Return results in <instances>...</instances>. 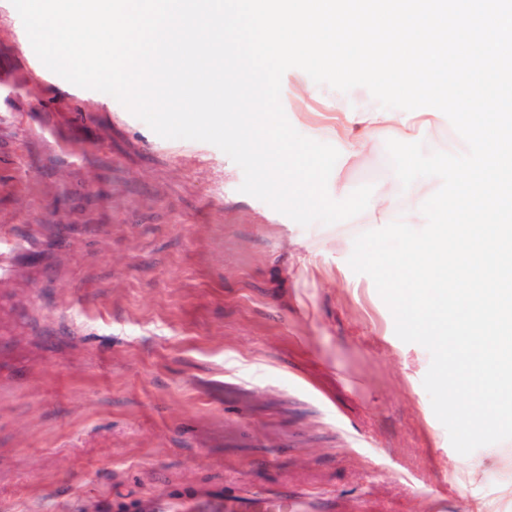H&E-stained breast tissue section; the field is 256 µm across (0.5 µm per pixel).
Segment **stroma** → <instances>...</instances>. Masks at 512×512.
I'll list each match as a JSON object with an SVG mask.
<instances>
[{
	"mask_svg": "<svg viewBox=\"0 0 512 512\" xmlns=\"http://www.w3.org/2000/svg\"><path fill=\"white\" fill-rule=\"evenodd\" d=\"M283 76L293 127L366 88ZM38 86L39 97L29 93ZM214 145L158 136L35 54L0 0V512L262 494L272 512H512V440L458 454L373 280L374 208L304 227ZM385 142L329 186L397 184Z\"/></svg>",
	"mask_w": 512,
	"mask_h": 512,
	"instance_id": "35a3bbf8",
	"label": "stroma"
}]
</instances>
